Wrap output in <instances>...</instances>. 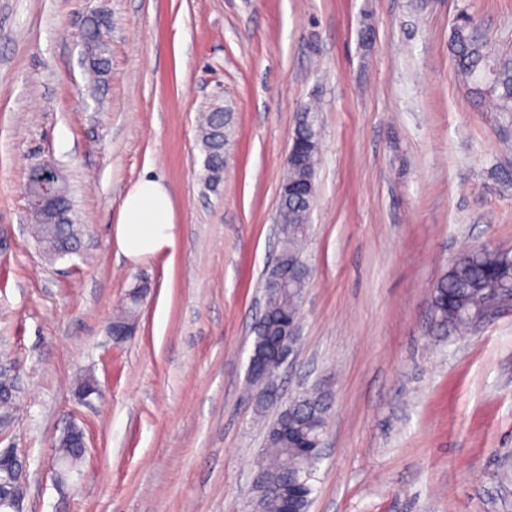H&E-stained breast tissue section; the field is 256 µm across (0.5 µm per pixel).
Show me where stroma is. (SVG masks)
I'll return each mask as SVG.
<instances>
[{
  "label": "stroma",
  "mask_w": 512,
  "mask_h": 512,
  "mask_svg": "<svg viewBox=\"0 0 512 512\" xmlns=\"http://www.w3.org/2000/svg\"><path fill=\"white\" fill-rule=\"evenodd\" d=\"M112 18L90 88L78 38ZM473 17L512 54V0H0V371L21 411L0 448L28 460L25 512H254L265 445L246 367L297 113L321 129L310 280L283 395L326 396L309 512H512V303L466 334L431 324L465 252L512 251V121L458 78L448 34ZM229 108L224 181L198 130ZM70 187L78 253L30 233L31 167ZM169 187L174 253L134 263L112 230L145 174ZM135 330L108 336L137 281ZM91 374L99 392L79 401ZM88 448L65 488L69 424Z\"/></svg>",
  "instance_id": "obj_1"
}]
</instances>
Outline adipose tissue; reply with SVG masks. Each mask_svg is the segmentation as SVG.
Wrapping results in <instances>:
<instances>
[{
	"instance_id": "ef3b65f1",
	"label": "adipose tissue",
	"mask_w": 512,
	"mask_h": 512,
	"mask_svg": "<svg viewBox=\"0 0 512 512\" xmlns=\"http://www.w3.org/2000/svg\"><path fill=\"white\" fill-rule=\"evenodd\" d=\"M115 241L119 253L133 262L174 251V204L161 179L144 175L124 194Z\"/></svg>"
}]
</instances>
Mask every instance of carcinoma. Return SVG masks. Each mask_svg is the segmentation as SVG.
<instances>
[{"label":"carcinoma","instance_id":"carcinoma-1","mask_svg":"<svg viewBox=\"0 0 512 512\" xmlns=\"http://www.w3.org/2000/svg\"><path fill=\"white\" fill-rule=\"evenodd\" d=\"M111 28L112 19L104 12L90 16L84 23L81 64L94 83L103 82L110 75L108 33ZM448 47L454 68L470 80L474 92L490 97L494 111L512 116V61L495 55L468 19L452 26ZM316 119L310 106L298 113L295 129L307 142L301 158L288 164L282 184H315L321 139L309 134V130L316 125ZM230 135V113L221 107L213 108L199 134L205 181L212 188L223 181ZM314 199L313 193L304 199L293 195L279 199L280 249L275 266L266 272L265 279L273 276L278 264L291 265L293 269L287 289L269 296L267 313L256 323L253 341L256 348L262 347L267 335L278 329L279 318L294 316L301 308L310 277L305 245L311 233L307 215L313 209ZM34 233L51 252L73 254L79 250L80 238L71 218L57 226L54 234L43 235L37 227ZM501 285L512 286L511 254L480 248L468 253L466 259L454 261L433 287L431 314L436 330L445 333L450 328L466 329L474 324L484 313L489 289ZM138 310V302H129L112 326L135 324ZM11 386V379L0 376V418L12 417L16 411V393L11 391ZM326 412L323 393L311 389L280 406L276 417L265 425V449L256 463L255 512H282L278 483L290 476L303 485L297 492L296 512H308L314 492L312 480L320 462L310 446L317 444L323 435Z\"/></svg>","mask_w":512,"mask_h":512}]
</instances>
